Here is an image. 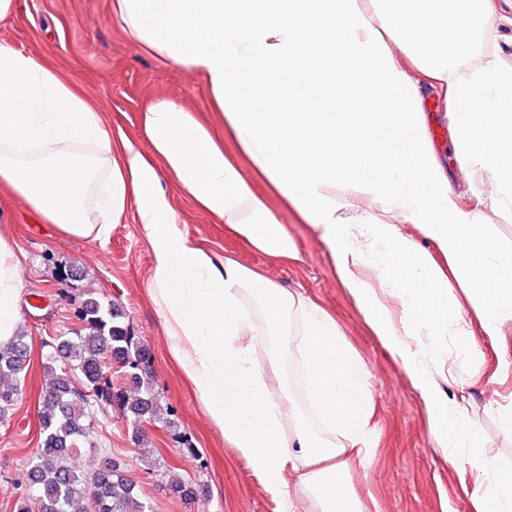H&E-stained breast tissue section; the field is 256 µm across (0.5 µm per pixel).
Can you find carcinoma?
Instances as JSON below:
<instances>
[{
	"label": "carcinoma",
	"instance_id": "1",
	"mask_svg": "<svg viewBox=\"0 0 512 512\" xmlns=\"http://www.w3.org/2000/svg\"><path fill=\"white\" fill-rule=\"evenodd\" d=\"M81 327L50 345L49 382L39 411L41 448L26 472L18 512H154L153 505L125 475L124 463L101 458L90 471L76 469L74 457L93 447L94 412L115 413L128 422L131 439L144 440L142 424L160 419L161 405L149 387L150 355L114 302L87 290L79 297ZM22 331L0 344V419L14 405L18 376L28 358ZM125 383L112 384V365Z\"/></svg>",
	"mask_w": 512,
	"mask_h": 512
}]
</instances>
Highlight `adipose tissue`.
Listing matches in <instances>:
<instances>
[{
  "instance_id": "1",
  "label": "adipose tissue",
  "mask_w": 512,
  "mask_h": 512,
  "mask_svg": "<svg viewBox=\"0 0 512 512\" xmlns=\"http://www.w3.org/2000/svg\"><path fill=\"white\" fill-rule=\"evenodd\" d=\"M490 0H113L130 37L199 77L224 118L223 132L179 102L157 98L138 115L149 151L112 129L99 107L43 60L0 41V185L63 235L106 237L133 211L152 249L150 286L170 352L198 391L211 422L264 479L278 502L304 489L314 512H365L340 490L365 462L376 426L367 370L335 320L233 258L215 262L180 228L174 191L275 262L298 247L253 182L224 152L229 135L256 172L327 248L339 284L387 354L427 402V424L455 463L462 409L431 389L415 331L447 335L465 322L448 297L474 299L483 339L512 330V251L494 241L492 216L512 203V64L493 58L460 76L456 60ZM413 56L430 84L398 65ZM453 103L456 160L479 201L459 208L427 138L423 100ZM418 225L425 244L404 235ZM16 264L0 246V343L13 335ZM399 291L394 320L376 288ZM298 331H290V321ZM279 337L269 353L259 327ZM298 353L309 396L330 435L313 432L287 394L266 378ZM484 482L472 512H512V470L471 460Z\"/></svg>"
}]
</instances>
